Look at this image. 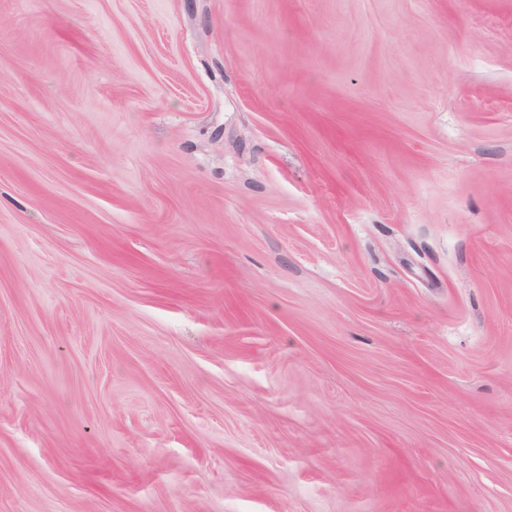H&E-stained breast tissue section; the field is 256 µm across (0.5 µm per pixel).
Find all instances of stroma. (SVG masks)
I'll list each match as a JSON object with an SVG mask.
<instances>
[{
    "label": "stroma",
    "mask_w": 512,
    "mask_h": 512,
    "mask_svg": "<svg viewBox=\"0 0 512 512\" xmlns=\"http://www.w3.org/2000/svg\"><path fill=\"white\" fill-rule=\"evenodd\" d=\"M0 512H512V0H0Z\"/></svg>",
    "instance_id": "35a3bbf8"
}]
</instances>
